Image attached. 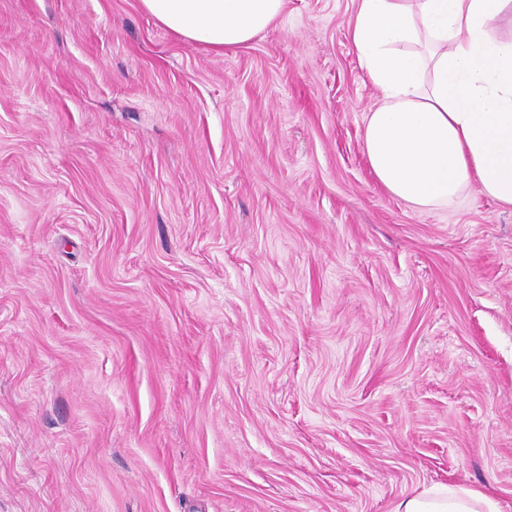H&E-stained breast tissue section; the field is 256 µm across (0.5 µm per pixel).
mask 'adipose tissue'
<instances>
[{
	"label": "adipose tissue",
	"instance_id": "ef3b65f1",
	"mask_svg": "<svg viewBox=\"0 0 512 512\" xmlns=\"http://www.w3.org/2000/svg\"><path fill=\"white\" fill-rule=\"evenodd\" d=\"M174 36L208 51L250 43L285 0H140ZM512 0H358L351 29L362 68L381 91L364 118L377 182L408 207L448 206L471 183L512 206V38L493 31ZM392 512H505L465 487L433 485Z\"/></svg>",
	"mask_w": 512,
	"mask_h": 512
}]
</instances>
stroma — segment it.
Segmentation results:
<instances>
[{
    "instance_id": "obj_1",
    "label": "stroma",
    "mask_w": 512,
    "mask_h": 512,
    "mask_svg": "<svg viewBox=\"0 0 512 512\" xmlns=\"http://www.w3.org/2000/svg\"><path fill=\"white\" fill-rule=\"evenodd\" d=\"M356 8L0 0V512L512 506V208L377 183ZM143 10L174 36L208 51L245 46L281 16L285 0H140ZM391 512H507L491 495L476 489L433 485L404 495Z\"/></svg>"
}]
</instances>
